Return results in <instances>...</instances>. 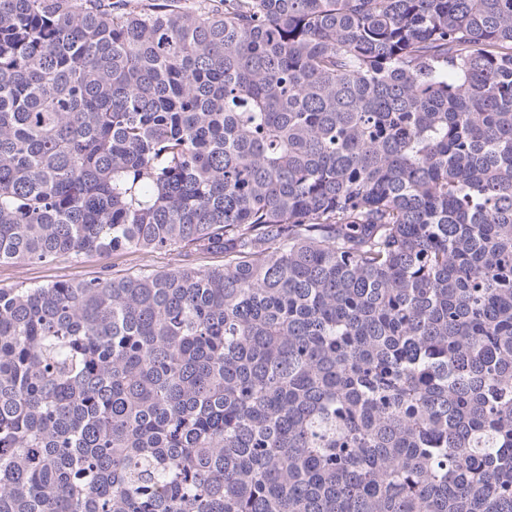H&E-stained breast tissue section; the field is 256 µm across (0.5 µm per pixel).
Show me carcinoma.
<instances>
[{
    "label": "carcinoma",
    "mask_w": 512,
    "mask_h": 512,
    "mask_svg": "<svg viewBox=\"0 0 512 512\" xmlns=\"http://www.w3.org/2000/svg\"><path fill=\"white\" fill-rule=\"evenodd\" d=\"M0 512H512V0H0ZM183 259L170 251H116L107 256L87 254L77 259L61 256L47 263L21 260L0 264V287L81 281L102 274L112 277L155 273L181 267L187 263Z\"/></svg>",
    "instance_id": "1"
}]
</instances>
